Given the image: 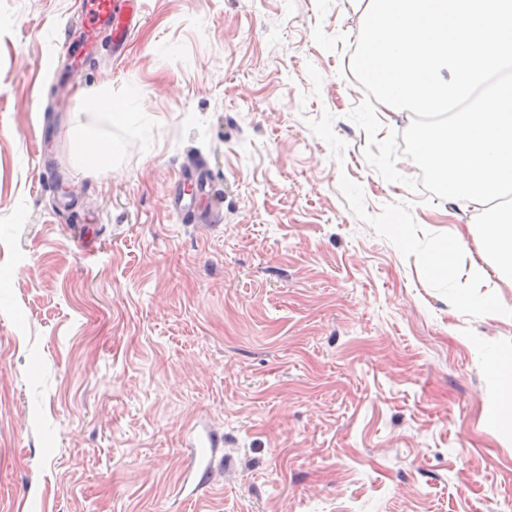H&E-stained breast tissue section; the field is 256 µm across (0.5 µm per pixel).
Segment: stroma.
<instances>
[{
  "label": "stroma",
  "mask_w": 512,
  "mask_h": 512,
  "mask_svg": "<svg viewBox=\"0 0 512 512\" xmlns=\"http://www.w3.org/2000/svg\"><path fill=\"white\" fill-rule=\"evenodd\" d=\"M143 2L78 70L80 0H0V512H512V285L367 163L363 6ZM86 108L88 111L85 112L88 115L105 114L113 124L121 125L129 118V112L123 102L116 101H104L96 97H90L86 100ZM98 111H105L99 113ZM78 146L86 165L94 170H106L112 161V147L99 139L92 131L78 135ZM219 442L220 440L212 436H207L205 439H198L197 443L192 445L193 448H195L192 458V467H196L197 470L206 473L210 464L212 448H217Z\"/></svg>",
  "instance_id": "obj_1"
}]
</instances>
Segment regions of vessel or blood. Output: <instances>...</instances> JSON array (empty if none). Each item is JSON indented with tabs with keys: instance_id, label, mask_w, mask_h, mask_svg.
<instances>
[{
	"instance_id": "1",
	"label": "vessel or blood",
	"mask_w": 512,
	"mask_h": 512,
	"mask_svg": "<svg viewBox=\"0 0 512 512\" xmlns=\"http://www.w3.org/2000/svg\"><path fill=\"white\" fill-rule=\"evenodd\" d=\"M140 12V0H81L83 50L78 62H85L97 51L99 37L104 32L109 33L112 48H121L133 32ZM218 445V439L212 436L198 439L194 445L193 467L208 470L212 450Z\"/></svg>"
}]
</instances>
